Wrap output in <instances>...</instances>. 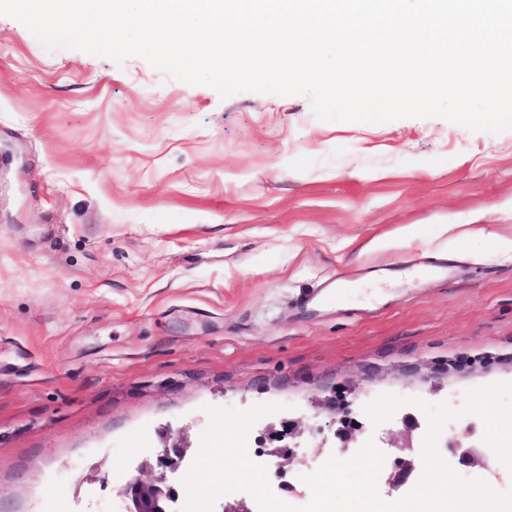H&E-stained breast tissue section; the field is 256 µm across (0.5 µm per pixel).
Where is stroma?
Returning <instances> with one entry per match:
<instances>
[{"label": "stroma", "mask_w": 512, "mask_h": 512, "mask_svg": "<svg viewBox=\"0 0 512 512\" xmlns=\"http://www.w3.org/2000/svg\"><path fill=\"white\" fill-rule=\"evenodd\" d=\"M459 224L478 232L458 236ZM512 129L321 120L308 95L221 98L139 57L46 50L0 16V512H110L210 408L251 428L271 491L335 453L393 460L420 402L512 383ZM436 259L443 274L417 278ZM344 293L318 302L325 283ZM298 421L293 456L260 435ZM454 473L512 493V471ZM325 407L335 415V422L338 425L336 436L340 442L339 447L342 451L349 447L352 439V430L356 426L354 418L351 417L352 411L349 405L338 401L337 397L332 395L325 399Z\"/></svg>", "instance_id": "stroma-1"}]
</instances>
